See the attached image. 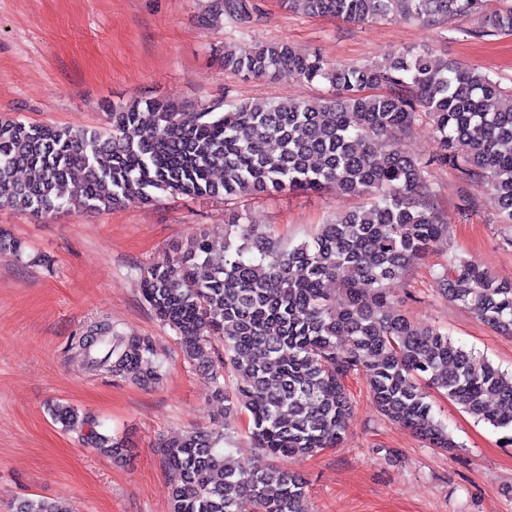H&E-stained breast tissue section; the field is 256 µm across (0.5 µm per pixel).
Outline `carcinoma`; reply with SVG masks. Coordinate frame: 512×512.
Wrapping results in <instances>:
<instances>
[{
	"mask_svg": "<svg viewBox=\"0 0 512 512\" xmlns=\"http://www.w3.org/2000/svg\"><path fill=\"white\" fill-rule=\"evenodd\" d=\"M289 10L346 21H475L474 32L512 33L505 0H287ZM246 0H214L211 17L246 13ZM224 70L276 79L286 72L324 79L336 95L321 102L225 104L224 111L167 100L112 108L108 129L26 124L0 116V206L42 215L110 210L135 197L207 196L224 203L330 186L369 205L290 245L251 230L216 255L205 232L162 264L140 274L141 293L180 348L209 376L224 419L244 417L254 447L272 457H305L341 439L351 401L345 378L364 373L370 394L391 422L435 448H454L424 387L443 391L471 416L512 428V374L455 344L448 333L403 315L387 284L446 242L448 221L430 200V168L448 165L479 179L512 227V93L483 70L456 60L432 62L404 50L381 63L325 66L283 42L250 51L224 47ZM427 115L437 152L419 160L372 142ZM222 179H213L216 171ZM328 281L345 293L336 307ZM440 293L487 325L512 332V280L451 256L436 277ZM244 385L220 381L211 337ZM91 366L133 382L159 379L149 338L124 336L102 320L75 340ZM426 381L421 386L420 381ZM496 406H489V400ZM69 427L78 410L57 405ZM86 441L119 456L123 441L99 433ZM225 428L173 437L158 451L171 477V512H308L306 482L292 471L271 476L235 464ZM16 512H68L57 502L27 500Z\"/></svg>",
	"mask_w": 512,
	"mask_h": 512,
	"instance_id": "obj_1",
	"label": "carcinoma"
}]
</instances>
